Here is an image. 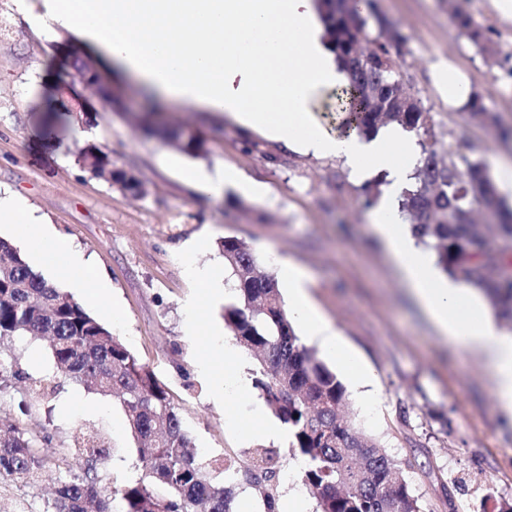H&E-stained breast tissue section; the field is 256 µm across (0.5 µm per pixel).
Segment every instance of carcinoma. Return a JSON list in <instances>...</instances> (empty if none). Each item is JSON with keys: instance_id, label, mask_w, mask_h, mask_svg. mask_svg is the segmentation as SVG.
Masks as SVG:
<instances>
[{"instance_id": "carcinoma-1", "label": "carcinoma", "mask_w": 512, "mask_h": 512, "mask_svg": "<svg viewBox=\"0 0 512 512\" xmlns=\"http://www.w3.org/2000/svg\"><path fill=\"white\" fill-rule=\"evenodd\" d=\"M325 26L344 62L349 85L336 93L342 130L369 136L398 124L423 137L413 182L399 211L414 235L434 252L437 266L478 290L496 316L512 322V211L501 208L498 224H468L466 214L496 207L484 176L486 166L464 155L438 156L433 116L420 104L397 101L399 33L375 10L361 15L347 0H323ZM453 25L489 60L490 38L471 16L452 8ZM144 131L177 143L190 157L206 153L200 136L187 139L180 127L162 126L155 114L138 117ZM96 177L123 190L144 192L131 171L117 168L97 149L82 153ZM224 326L257 364L254 380L274 418L288 427L290 455L305 463L303 481L318 492V512H423L400 467L350 415L342 382L297 334L276 276L243 240L226 236ZM15 336L47 339L54 362L87 391L120 404L138 444L141 476L120 490L124 512H233L234 490L216 486L197 462L182 420L154 373L80 302L33 271L24 255L0 238V345ZM71 449L84 460L83 475L59 481L54 512H112L100 488V469L110 447L87 428ZM281 456L256 449L248 462L226 468L227 481L240 478L263 490L265 512H277L273 494ZM57 460L44 454L16 428H0V474L33 486L52 477Z\"/></svg>"}]
</instances>
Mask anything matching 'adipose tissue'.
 Instances as JSON below:
<instances>
[{"instance_id": "ef3b65f1", "label": "adipose tissue", "mask_w": 512, "mask_h": 512, "mask_svg": "<svg viewBox=\"0 0 512 512\" xmlns=\"http://www.w3.org/2000/svg\"><path fill=\"white\" fill-rule=\"evenodd\" d=\"M33 29L63 28L96 44L157 99H179L226 113L238 125L288 150L345 159L356 180L387 172L391 188L371 213L376 235L414 296L449 339L478 348L489 362L500 410L512 416V336L493 312L478 305L477 290L443 277L414 246L401 224L398 197L409 181L416 146L401 126L364 138L326 129L312 116L316 99L341 90L349 77L324 37L317 0H15ZM56 277L80 289L103 314L119 320L108 302L110 284L91 258L73 251L17 194L0 193V227ZM282 287L288 312L306 336L347 371L358 389L374 386L372 369L344 349L334 324L313 304L309 276L287 265Z\"/></svg>"}]
</instances>
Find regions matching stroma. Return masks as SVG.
<instances>
[{"label": "stroma", "instance_id": "1", "mask_svg": "<svg viewBox=\"0 0 512 512\" xmlns=\"http://www.w3.org/2000/svg\"><path fill=\"white\" fill-rule=\"evenodd\" d=\"M473 21L487 30L498 54L485 62L452 24L448 0H377L387 20L405 37L399 79L434 120L443 148L480 158L512 161V143L494 130L466 122L450 110L436 77L456 66L471 80L488 112L512 124V18L492 0H460ZM75 37L64 29L46 35L31 29L14 0H0V191L21 195L73 246L93 257L112 284L122 311L109 325L116 336L163 383L206 476L223 482L211 460L243 465L252 450L272 448L273 439L245 437L232 426L231 403L217 401L210 380L197 369L208 349L224 356L233 336L213 338L205 330L223 324V309L187 302L197 295L184 254L198 236L209 245L198 265L223 268L220 238L235 236L272 272L283 264L302 267L312 298L336 326L344 347L378 376V401L367 409L354 401L358 423L373 433L402 466L425 512H498L512 504V419L497 407L492 370L478 350L452 343L413 296L400 271L371 230L363 186L344 160L291 152L247 130L226 114L176 100H153L127 74L119 80L126 107L99 111L76 121L69 103L45 111L38 89L58 85ZM164 113L206 139L205 156L192 158L158 137L142 134L134 119ZM85 129L86 137L74 135ZM107 153L115 167L143 181L140 196L95 177L81 163L85 147ZM229 167L239 184L220 194L188 184L184 170ZM263 185L264 195L248 192ZM196 323L198 335L186 333ZM0 424L43 439L42 450L69 458L60 479L78 474L81 463L69 448L80 428L105 432L112 453L103 470L108 489L139 474L138 445L119 404L60 379L44 341L18 338L0 349ZM58 379L62 389L49 403L23 400L31 381ZM51 483L24 487L0 475V512H47Z\"/></svg>", "mask_w": 512, "mask_h": 512}]
</instances>
